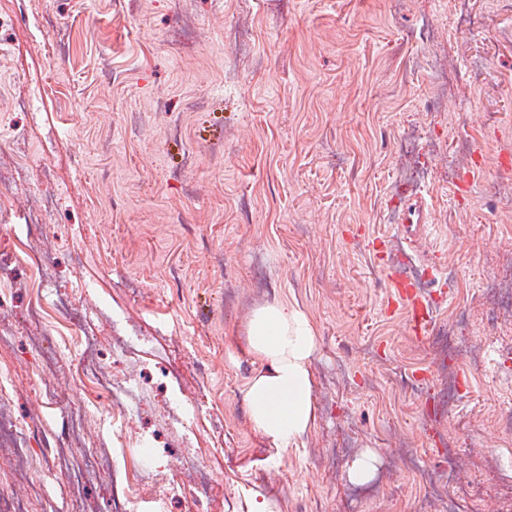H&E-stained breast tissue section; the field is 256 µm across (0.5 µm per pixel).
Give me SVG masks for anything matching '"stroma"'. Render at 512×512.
<instances>
[{
	"instance_id": "stroma-1",
	"label": "stroma",
	"mask_w": 512,
	"mask_h": 512,
	"mask_svg": "<svg viewBox=\"0 0 512 512\" xmlns=\"http://www.w3.org/2000/svg\"><path fill=\"white\" fill-rule=\"evenodd\" d=\"M0 8L19 16L0 26V141L25 143L30 172L12 190L58 198L51 224L0 209V254L45 252L41 277L0 271V512H109L111 461L134 467L141 444L186 486L167 512H416L448 471L453 512H512V0ZM407 187L431 212L413 247ZM407 252L434 305L421 340L383 270ZM275 304L315 336V420L288 448L246 399L263 369L247 329ZM85 338L148 391L141 410L89 404ZM176 398L199 408L188 443L165 423ZM88 453L103 464L73 484L61 457Z\"/></svg>"
}]
</instances>
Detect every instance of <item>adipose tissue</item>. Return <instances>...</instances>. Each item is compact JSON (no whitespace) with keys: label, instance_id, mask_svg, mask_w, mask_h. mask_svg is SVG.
Wrapping results in <instances>:
<instances>
[{"label":"adipose tissue","instance_id":"adipose-tissue-1","mask_svg":"<svg viewBox=\"0 0 512 512\" xmlns=\"http://www.w3.org/2000/svg\"><path fill=\"white\" fill-rule=\"evenodd\" d=\"M249 342L266 366L247 390L251 421L275 444H296L314 420L308 369L315 348L312 325L300 311L270 305L255 313Z\"/></svg>","mask_w":512,"mask_h":512}]
</instances>
